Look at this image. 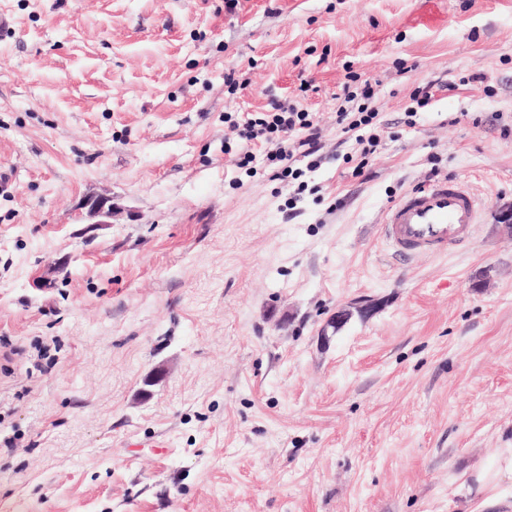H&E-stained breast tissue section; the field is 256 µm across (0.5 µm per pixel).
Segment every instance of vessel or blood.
<instances>
[{"label": "vessel or blood", "instance_id": "b4317fda", "mask_svg": "<svg viewBox=\"0 0 512 512\" xmlns=\"http://www.w3.org/2000/svg\"><path fill=\"white\" fill-rule=\"evenodd\" d=\"M481 210V199L465 182L439 180L405 193L388 207L383 239L400 264L442 257L475 238Z\"/></svg>", "mask_w": 512, "mask_h": 512}]
</instances>
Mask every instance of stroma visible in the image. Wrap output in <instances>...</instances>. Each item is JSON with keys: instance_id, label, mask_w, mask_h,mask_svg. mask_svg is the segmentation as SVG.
<instances>
[{"instance_id": "1", "label": "stroma", "mask_w": 512, "mask_h": 512, "mask_svg": "<svg viewBox=\"0 0 512 512\" xmlns=\"http://www.w3.org/2000/svg\"><path fill=\"white\" fill-rule=\"evenodd\" d=\"M0 13V512H473L468 474L512 448V0ZM288 102L323 142L298 180L240 135ZM448 177L474 242L395 264L386 209ZM367 109L368 107H359L358 112H349L347 108L340 106L336 113L337 124L344 125L343 133L354 136L355 142L361 146V156L365 159L376 151L380 143V135L375 130L379 128L376 122L378 113L366 112ZM90 219H97L93 224H107L112 219L113 205L109 196H90L80 204Z\"/></svg>"}]
</instances>
